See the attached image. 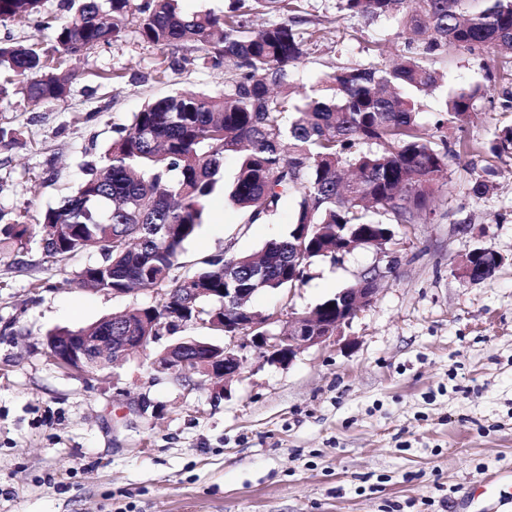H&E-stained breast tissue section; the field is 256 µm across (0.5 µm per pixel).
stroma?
Instances as JSON below:
<instances>
[{
  "label": "stroma",
  "mask_w": 512,
  "mask_h": 512,
  "mask_svg": "<svg viewBox=\"0 0 512 512\" xmlns=\"http://www.w3.org/2000/svg\"><path fill=\"white\" fill-rule=\"evenodd\" d=\"M299 5L309 39L290 74L296 93L316 92L336 67L388 63L405 50L398 19L348 17L337 0ZM65 15V0H42L40 17L0 24V43L49 41ZM200 54L196 44L148 43L132 20L117 40L64 58L62 70L75 75L64 99L0 100V127L18 133L0 147V212L28 228L18 241L0 222V512H455L495 471L512 468L510 157L479 199L469 188L481 157L450 159L430 218L400 230L398 269L374 302L336 342L302 349L290 365L247 348L227 383L187 385L152 369L175 340L223 344L222 332L192 325L102 371L52 360L49 333L153 305L157 295L81 287L99 254L49 261L42 215L148 102L223 92V70L199 64ZM184 56L194 65L175 66ZM486 63L481 52L444 50L440 86L421 98L418 122L435 128L448 91L484 83L473 109L492 122L436 128L437 138L484 143L495 126L511 125L512 112L495 104L512 83L486 81ZM294 210L287 199L275 220L249 224L228 195H215L185 245L187 266L258 252L287 232ZM478 248L504 261L471 281L459 265ZM379 258L360 245L341 263L315 260L302 284L259 292L252 305L263 314L312 309Z\"/></svg>",
  "instance_id": "stroma-1"
}]
</instances>
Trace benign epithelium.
<instances>
[{
  "instance_id": "1",
  "label": "benign epithelium",
  "mask_w": 512,
  "mask_h": 512,
  "mask_svg": "<svg viewBox=\"0 0 512 512\" xmlns=\"http://www.w3.org/2000/svg\"><path fill=\"white\" fill-rule=\"evenodd\" d=\"M381 263L369 268V276L358 283L356 288H344L336 294V319L318 314V308L306 314L291 313L284 317L263 315L249 310L247 305L237 301L246 288L224 289V300L219 315L207 324L211 328L223 325L229 332L224 345H210L185 338L169 345L155 361L156 369L179 382H189L198 370L207 377L226 382L241 373L245 357L241 351L251 347L264 361L279 365L293 361L299 350L315 345L334 342L338 330L359 316L374 301L378 289L372 283L383 278L392 267H398L399 260L394 250L381 253ZM211 288H185L181 299L172 310L159 316L151 313L152 335L143 336L139 325L130 323L117 335L92 336L80 330L61 337L56 347L50 349L53 360L66 368L80 372H93L113 364V354L122 357L139 351L150 342L158 340L161 329L171 324L182 327L189 324V316L196 299L211 295ZM283 322L277 334L267 326Z\"/></svg>"
}]
</instances>
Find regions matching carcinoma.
Returning <instances> with one entry per match:
<instances>
[{"label": "carcinoma", "mask_w": 512, "mask_h": 512, "mask_svg": "<svg viewBox=\"0 0 512 512\" xmlns=\"http://www.w3.org/2000/svg\"><path fill=\"white\" fill-rule=\"evenodd\" d=\"M42 0H0V22L29 17ZM69 14L52 41L0 45V67L19 81L0 83V98L23 94L33 105L66 96L72 74L51 62L77 56L123 33L138 14L141 37L157 46L202 45L203 64L224 69V92H175L134 114L130 132L112 142L101 164L86 166L77 190L46 210L41 224L46 257L63 260L95 251L80 283L99 291L150 288L154 309L176 304L183 288H257L277 291L304 281L316 259L334 263L355 242L395 244L396 228L432 214L449 156L482 152L465 139L458 150L416 120L408 92L428 93L439 81L432 63L446 47L489 55L487 76H512V0H338V9L369 20L405 19L408 54L391 65L338 66L325 80L328 94L298 104L288 75L306 54L296 30L298 0H232L222 15L183 13L179 0H68ZM273 14L277 23L255 30L252 17ZM477 84L449 95L434 128L462 131L478 119ZM375 144L378 150L363 149ZM489 153L512 154V125L496 128ZM238 159L231 187L222 183L224 160ZM493 165L470 187L488 192ZM229 190L247 223L270 220L285 198L296 200L288 233L260 254L217 255L194 272L184 270V245L197 233L206 199ZM503 258L476 249L466 274L481 280ZM242 278L224 283V264Z\"/></svg>", "instance_id": "cac0c4a2"}]
</instances>
